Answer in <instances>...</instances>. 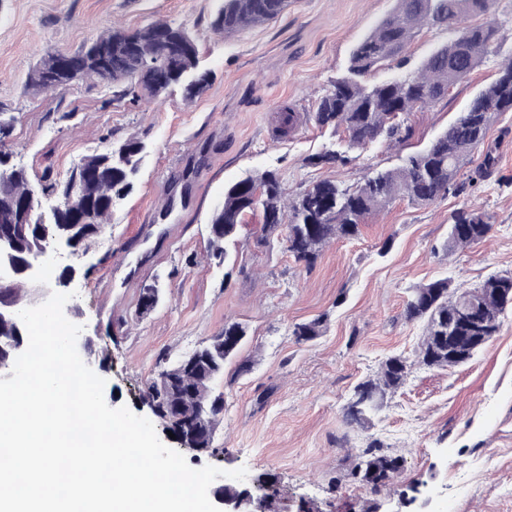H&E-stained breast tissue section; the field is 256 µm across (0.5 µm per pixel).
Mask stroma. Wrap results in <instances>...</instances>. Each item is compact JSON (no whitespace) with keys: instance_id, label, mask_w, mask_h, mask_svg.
<instances>
[{"instance_id":"obj_1","label":"stroma","mask_w":512,"mask_h":512,"mask_svg":"<svg viewBox=\"0 0 512 512\" xmlns=\"http://www.w3.org/2000/svg\"><path fill=\"white\" fill-rule=\"evenodd\" d=\"M216 7V0H0V108L13 117L0 152L39 181L63 178L113 141L149 146L134 190L75 260L70 285L68 304L95 339L98 355L87 364L106 381V403L151 417L143 394L164 361L237 321L248 328L240 355L253 368L239 375L226 364L217 452L183 449L191 467L246 468L241 485L253 491L267 478L277 512L304 505L311 512H512V309L472 360L449 370L418 363L424 324L404 318L416 285L445 277L464 290L512 273V112L495 120L473 154L476 163L488 150L496 158L479 189L427 206L396 201L368 217L357 238L331 242L313 267L280 244L257 246L256 215L237 238L232 275L207 249L225 184L275 169L289 195L321 179L357 185L432 141L494 78L496 62L410 113L405 141L377 142L348 166L320 169L307 160L332 136L316 127L315 107L394 0H290L276 19L229 38L212 26ZM157 20L191 29L210 72L200 96L176 89L116 101L110 85L90 81L25 90L48 51L74 52L113 25ZM474 205L491 218L488 238L446 254L452 215ZM387 240L392 248L380 254ZM156 279L165 283L162 299L140 316V292ZM322 314L323 335L297 343L294 325ZM392 355L408 359L405 384L367 430L346 425L354 387ZM370 437L404 459L377 493L349 476L352 455Z\"/></svg>"}]
</instances>
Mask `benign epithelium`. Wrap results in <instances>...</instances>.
<instances>
[{
  "instance_id": "1",
  "label": "benign epithelium",
  "mask_w": 512,
  "mask_h": 512,
  "mask_svg": "<svg viewBox=\"0 0 512 512\" xmlns=\"http://www.w3.org/2000/svg\"><path fill=\"white\" fill-rule=\"evenodd\" d=\"M86 253L85 249L74 251L68 239L54 232L41 237L38 245L20 260L14 237L0 233V289L8 292V297L0 296V324H6V328H0V351H24L28 334L19 313L42 304L51 293L68 287L74 280L76 267L67 264L64 270L69 276L58 280L53 288L45 286L41 275L44 262L51 257L78 259ZM213 497L222 505L221 512H265V498H255L248 491L228 493L218 486L213 489Z\"/></svg>"
}]
</instances>
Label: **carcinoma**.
<instances>
[{"mask_svg":"<svg viewBox=\"0 0 512 512\" xmlns=\"http://www.w3.org/2000/svg\"><path fill=\"white\" fill-rule=\"evenodd\" d=\"M215 26L231 37L248 26L277 18L288 0H219ZM498 0H396L392 12L382 19L353 49L346 73L334 80L313 112L315 124L339 141L307 159L309 165L339 168L352 161L350 152L377 141L400 143L408 135L406 116L429 107L448 94L456 83L479 65L500 54L501 27L491 23L464 26V19L488 15ZM454 30L447 43L436 47L412 76H395L368 84L372 71L396 62L405 64L407 46L423 28ZM208 73L200 69V50L189 31L179 23L156 22L136 30L114 25L75 53L48 52L30 73L26 88L52 91L77 80L96 79L112 85L113 96L123 99L144 93L157 97L175 87L195 97L205 88ZM512 112V57L498 64L495 79L430 144L407 154L394 168L365 176L355 186H342L323 179L294 196H286L282 180L274 170L249 176L224 186V200L210 219L208 244L216 257L228 255L250 213L260 212L262 224L257 243L268 245L277 238L298 262L312 266L323 247L332 240L359 236L365 219L386 210L396 200L429 205L450 193L475 186L491 175L492 151L461 178L463 167L486 141L497 116ZM146 146L129 139L112 145V151L87 157L61 180L33 182L23 167L10 164L0 153V165L9 171V183L0 185V211L25 208L29 224L20 239L26 248L43 225L64 227L76 245L84 247L99 226L108 223L115 202L133 189ZM79 180L92 223L73 224L60 199L66 184ZM492 228L489 217L478 209L455 212L443 243L447 251L482 242ZM451 282L440 278L410 290L404 317L425 323L418 362L445 368L454 363L460 345L448 344V322L457 313L460 298ZM503 300L484 293L475 321L482 328L475 335L489 342L501 327ZM327 316L321 315L293 328L297 342H311L322 333ZM247 336L239 322H227L221 334L184 357L162 367L164 378L152 379L145 403L164 427L182 436L184 444L198 452H217L213 446L218 418L224 413V392L217 383L224 378V363L240 350ZM409 373L407 358L391 356L373 378L355 386L344 408L350 426L363 428L381 409L387 395L398 390ZM403 459L380 452L372 441L359 455L351 475L378 491L400 471Z\"/></svg>","mask_w":512,"mask_h":512,"instance_id":"obj_1","label":"carcinoma"}]
</instances>
